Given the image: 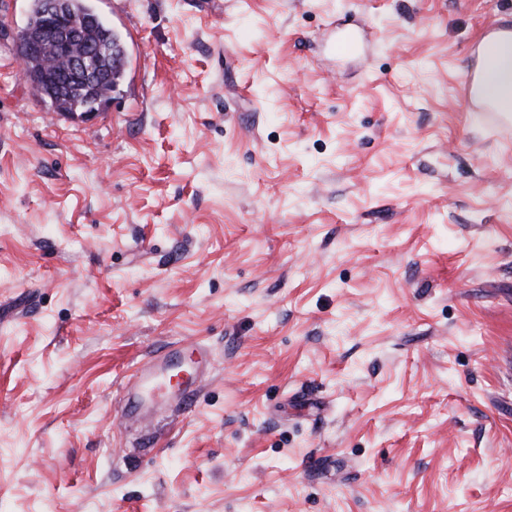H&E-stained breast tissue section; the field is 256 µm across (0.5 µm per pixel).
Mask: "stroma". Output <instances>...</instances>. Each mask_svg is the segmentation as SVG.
<instances>
[{
    "mask_svg": "<svg viewBox=\"0 0 512 512\" xmlns=\"http://www.w3.org/2000/svg\"><path fill=\"white\" fill-rule=\"evenodd\" d=\"M49 124L0 0V512H512V0H94ZM352 33L355 48L336 50ZM193 341L200 398L120 418ZM68 2L70 21L83 34L76 46L82 50L92 47L94 52L88 57V62L93 70L99 71L101 78L86 86L55 90L53 96L46 95L58 111L52 115L57 125L66 123L72 117L87 115L77 112L98 111L119 89L128 67L127 50L121 34L96 12L89 1ZM483 94L502 112H512V31L485 37L479 46ZM87 53L85 51H76L69 55L66 67L62 71H53L54 78L64 77H88L91 72L86 64Z\"/></svg>",
    "mask_w": 512,
    "mask_h": 512,
    "instance_id": "obj_1",
    "label": "stroma"
}]
</instances>
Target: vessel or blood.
Wrapping results in <instances>:
<instances>
[{
	"instance_id": "vessel-or-blood-1",
	"label": "vessel or blood",
	"mask_w": 512,
	"mask_h": 512,
	"mask_svg": "<svg viewBox=\"0 0 512 512\" xmlns=\"http://www.w3.org/2000/svg\"><path fill=\"white\" fill-rule=\"evenodd\" d=\"M212 360L211 350L201 345L166 350L143 365L126 387L121 415L135 417L161 405L192 404L200 390L199 379Z\"/></svg>"
}]
</instances>
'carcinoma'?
<instances>
[{"label": "carcinoma", "mask_w": 512, "mask_h": 512, "mask_svg": "<svg viewBox=\"0 0 512 512\" xmlns=\"http://www.w3.org/2000/svg\"><path fill=\"white\" fill-rule=\"evenodd\" d=\"M44 11V0H36L33 17L16 34L19 49H25L27 43L39 34ZM68 14L71 23L82 32L77 47L82 50L92 47L93 53L88 62L101 74V78L86 86L56 90L50 101L59 112H95L112 98V93L125 80L128 67L126 46L121 34L96 12L89 0H68ZM56 54L52 45L44 44L42 58H24V76L31 82L40 80L45 70L44 60H54Z\"/></svg>", "instance_id": "carcinoma-1"}]
</instances>
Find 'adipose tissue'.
<instances>
[{"label":"adipose tissue","instance_id":"1","mask_svg":"<svg viewBox=\"0 0 512 512\" xmlns=\"http://www.w3.org/2000/svg\"><path fill=\"white\" fill-rule=\"evenodd\" d=\"M479 68L484 95L499 110L512 112V31L485 37L479 46Z\"/></svg>","mask_w":512,"mask_h":512}]
</instances>
